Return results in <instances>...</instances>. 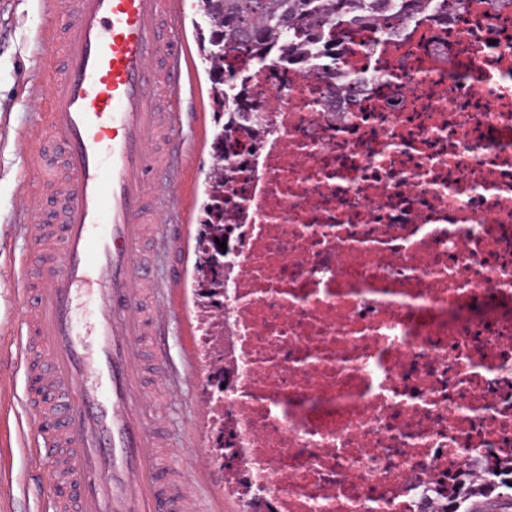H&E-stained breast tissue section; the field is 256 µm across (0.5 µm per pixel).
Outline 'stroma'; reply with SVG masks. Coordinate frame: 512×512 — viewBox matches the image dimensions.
<instances>
[{
    "label": "stroma",
    "instance_id": "1",
    "mask_svg": "<svg viewBox=\"0 0 512 512\" xmlns=\"http://www.w3.org/2000/svg\"><path fill=\"white\" fill-rule=\"evenodd\" d=\"M45 24L36 0H0V337L9 335L23 315L14 280L19 258L33 252L13 217L21 188H28L32 193L37 190L36 184L26 185L21 180L24 160L17 144L21 137L37 133L36 116L27 110L29 99L23 84L42 65L37 35ZM194 64L201 91L195 107L206 115L205 131L200 141L187 142L183 152L186 179L194 189L193 203L198 206L203 201L201 189L211 167L210 144L217 116L206 94L209 81L205 65L199 58ZM199 230L198 222H191L180 247L157 244L153 257L159 279H167L175 265L184 273L181 288L171 294L177 312L170 318L165 336V363L180 382V394L170 405L157 411L163 431L179 453L165 470L169 483L174 485L180 484L186 475L187 458L198 454L206 457L211 440V409L199 410L193 405L203 394L205 365L199 342L203 327L192 288ZM25 385L21 372L0 353V408L6 411L0 420V512H47L43 475L49 461L43 456L21 452L17 444V421L23 415L18 397ZM195 479L200 487L198 512H243L241 503L225 498L213 462L206 459L201 470L196 471Z\"/></svg>",
    "mask_w": 512,
    "mask_h": 512
}]
</instances>
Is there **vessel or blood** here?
I'll return each mask as SVG.
<instances>
[{
    "instance_id": "vessel-or-blood-1",
    "label": "vessel or blood",
    "mask_w": 512,
    "mask_h": 512,
    "mask_svg": "<svg viewBox=\"0 0 512 512\" xmlns=\"http://www.w3.org/2000/svg\"><path fill=\"white\" fill-rule=\"evenodd\" d=\"M45 62L29 96L49 94L38 134L23 150L41 190L17 212L37 252L21 258L15 286L26 316L10 346L38 394L20 402L27 429L44 436L49 485H69L50 512H193L197 483L160 476L166 445L146 405L175 396L162 351L168 303L149 252L161 233L156 176L177 181L172 206L188 214L181 147L198 139L202 114L181 125L174 99L194 95L188 46L177 34L180 0H38ZM107 234H98V224ZM96 307L82 332L81 299Z\"/></svg>"
}]
</instances>
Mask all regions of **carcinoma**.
Segmentation results:
<instances>
[{
	"instance_id": "obj_1",
	"label": "carcinoma",
	"mask_w": 512,
	"mask_h": 512,
	"mask_svg": "<svg viewBox=\"0 0 512 512\" xmlns=\"http://www.w3.org/2000/svg\"><path fill=\"white\" fill-rule=\"evenodd\" d=\"M368 4L369 0H197V11L206 22L196 30L200 54L209 64V95L215 111L226 117L212 142L214 162L205 186L203 230L196 243L195 296L203 314H208L210 296L205 285L215 265L205 241L214 233L224 234V205H232L224 152L242 121L263 107L241 79L224 68L225 53L247 48L263 63H308L327 73L336 63L334 46L341 25L365 21ZM440 512H512V479L477 476L473 486L462 489Z\"/></svg>"
}]
</instances>
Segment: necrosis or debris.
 <instances>
[{
  "label": "necrosis or debris",
  "instance_id": "necrosis-or-debris-1",
  "mask_svg": "<svg viewBox=\"0 0 512 512\" xmlns=\"http://www.w3.org/2000/svg\"><path fill=\"white\" fill-rule=\"evenodd\" d=\"M348 29L341 77L235 52L264 124L225 166L224 494L429 512L512 472V6Z\"/></svg>",
  "mask_w": 512,
  "mask_h": 512
}]
</instances>
